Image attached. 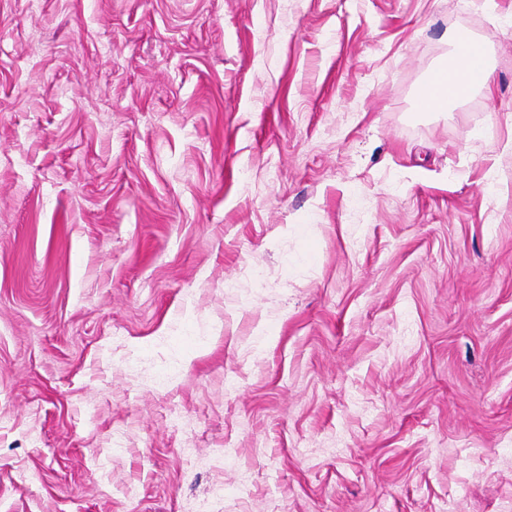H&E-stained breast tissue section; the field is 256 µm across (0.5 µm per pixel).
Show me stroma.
I'll use <instances>...</instances> for the list:
<instances>
[{"instance_id": "35a3bbf8", "label": "stroma", "mask_w": 512, "mask_h": 512, "mask_svg": "<svg viewBox=\"0 0 512 512\" xmlns=\"http://www.w3.org/2000/svg\"><path fill=\"white\" fill-rule=\"evenodd\" d=\"M218 485L512 512V0H0V512ZM455 40L458 50L461 49V60L458 65L450 62L448 68L432 74L421 103L425 110H447L449 104L467 97L475 87L488 89L490 74L481 46L472 39L464 41L459 34Z\"/></svg>"}]
</instances>
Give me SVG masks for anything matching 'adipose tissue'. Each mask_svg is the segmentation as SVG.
Returning <instances> with one entry per match:
<instances>
[{"label": "adipose tissue", "instance_id": "ef3b65f1", "mask_svg": "<svg viewBox=\"0 0 512 512\" xmlns=\"http://www.w3.org/2000/svg\"><path fill=\"white\" fill-rule=\"evenodd\" d=\"M461 51L459 63L436 70L430 80L429 89L423 99V109L439 111L449 104L467 97L477 87H487L489 71L481 46L473 41L457 40Z\"/></svg>", "mask_w": 512, "mask_h": 512}]
</instances>
